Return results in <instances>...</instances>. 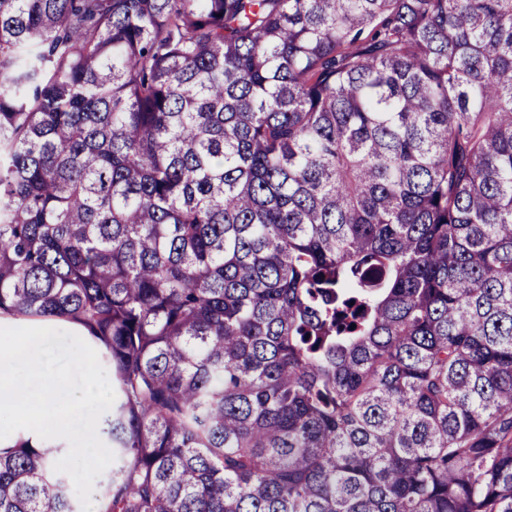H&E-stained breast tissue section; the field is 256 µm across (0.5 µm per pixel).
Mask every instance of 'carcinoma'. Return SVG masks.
Returning a JSON list of instances; mask_svg holds the SVG:
<instances>
[{
    "mask_svg": "<svg viewBox=\"0 0 512 512\" xmlns=\"http://www.w3.org/2000/svg\"><path fill=\"white\" fill-rule=\"evenodd\" d=\"M0 318L101 350L97 512H512V0H0Z\"/></svg>",
    "mask_w": 512,
    "mask_h": 512,
    "instance_id": "1",
    "label": "carcinoma"
}]
</instances>
